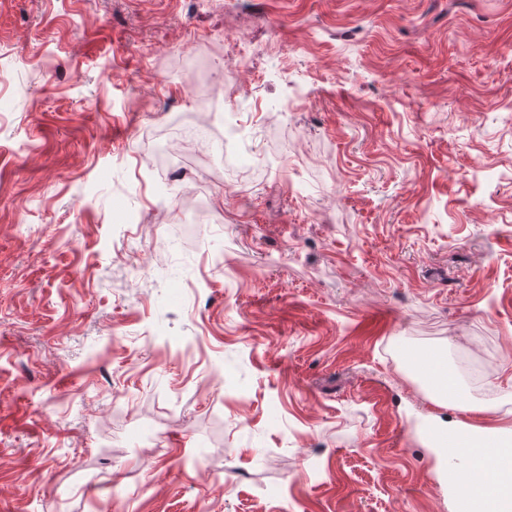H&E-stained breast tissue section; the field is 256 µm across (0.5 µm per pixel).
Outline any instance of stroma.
<instances>
[{
    "instance_id": "obj_1",
    "label": "stroma",
    "mask_w": 512,
    "mask_h": 512,
    "mask_svg": "<svg viewBox=\"0 0 512 512\" xmlns=\"http://www.w3.org/2000/svg\"><path fill=\"white\" fill-rule=\"evenodd\" d=\"M231 38L237 134L168 152ZM511 174L512 0H0V512H459ZM428 357H433V355L423 354L414 358L412 361L421 378L427 382L434 391H439L447 384V375H445L442 368L434 366L426 359Z\"/></svg>"
}]
</instances>
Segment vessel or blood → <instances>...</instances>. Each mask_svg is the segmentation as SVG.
I'll return each mask as SVG.
<instances>
[{"label": "vessel or blood", "instance_id": "b4317fda", "mask_svg": "<svg viewBox=\"0 0 512 512\" xmlns=\"http://www.w3.org/2000/svg\"><path fill=\"white\" fill-rule=\"evenodd\" d=\"M413 363L433 390H441L447 383L443 369L434 366L425 356L414 358ZM432 447L442 449L448 465L442 478L449 490L457 496L463 512H512V450L495 449L489 458L494 473L490 481H470L466 475L472 465L471 434L445 431L430 425L425 429Z\"/></svg>", "mask_w": 512, "mask_h": 512}]
</instances>
